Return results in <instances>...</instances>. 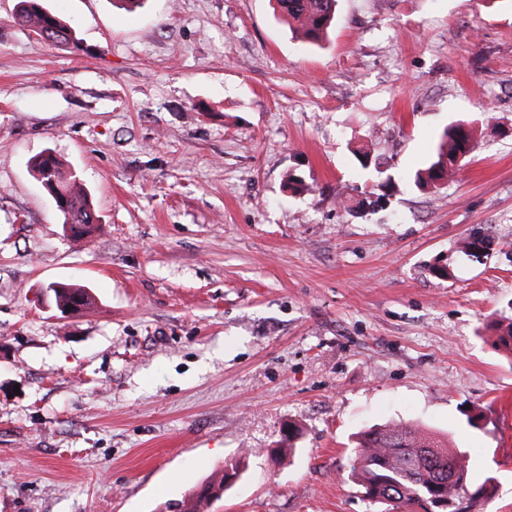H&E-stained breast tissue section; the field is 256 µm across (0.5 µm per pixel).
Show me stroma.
Instances as JSON below:
<instances>
[{
  "instance_id": "35a3bbf8",
  "label": "stroma",
  "mask_w": 512,
  "mask_h": 512,
  "mask_svg": "<svg viewBox=\"0 0 512 512\" xmlns=\"http://www.w3.org/2000/svg\"><path fill=\"white\" fill-rule=\"evenodd\" d=\"M16 3L0 0V512H168L242 455L208 512H385L348 473L354 433L392 422L447 437L497 479L479 512H512V360L486 328L512 316V0H338L319 46L272 0H44L75 47ZM457 119L472 153L417 190ZM45 150L90 192L91 237L66 236L31 171ZM483 236L489 254L463 250ZM54 283L93 307L60 316ZM43 0H18L16 3L17 22L31 32L41 35L54 44L77 46L74 30L54 13L48 11Z\"/></svg>"
}]
</instances>
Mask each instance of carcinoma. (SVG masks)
Here are the masks:
<instances>
[{"mask_svg":"<svg viewBox=\"0 0 512 512\" xmlns=\"http://www.w3.org/2000/svg\"><path fill=\"white\" fill-rule=\"evenodd\" d=\"M294 37L317 44L325 38L336 13V0H276ZM17 22L54 44H78L74 30L43 0H17ZM473 122L459 120L446 126L435 149L412 176L419 190L436 188L457 170V159L474 149ZM33 171L52 183V191L63 204L56 205L62 223L71 226V237L92 233L98 216L79 177L64 170L54 154L39 153L31 159ZM56 307L75 305L87 309L91 296L84 288L63 285L55 291ZM495 344L512 354V321L495 326ZM349 477L372 503H397L406 512H476L477 506L495 495L496 478L475 479L466 453L448 447L440 436L414 424H387L362 432L354 448ZM225 477H214L199 485L182 502L183 512H200L210 505L209 490L224 486Z\"/></svg>","mask_w":512,"mask_h":512,"instance_id":"1","label":"carcinoma"}]
</instances>
